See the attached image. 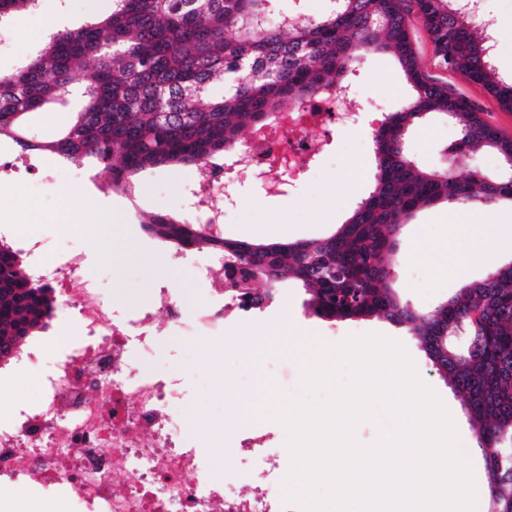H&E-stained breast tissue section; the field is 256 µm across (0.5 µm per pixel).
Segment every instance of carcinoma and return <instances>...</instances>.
Instances as JSON below:
<instances>
[{"label": "carcinoma", "instance_id": "1", "mask_svg": "<svg viewBox=\"0 0 512 512\" xmlns=\"http://www.w3.org/2000/svg\"><path fill=\"white\" fill-rule=\"evenodd\" d=\"M272 0H113L112 12L51 32L25 65L0 75V141L22 156L50 152L78 167L103 164L111 188L134 192L135 177L157 166L198 170L235 150L245 129L274 122L323 89L349 83L359 59L388 52L412 97L386 112L373 132L371 192L332 235L255 243L214 236L197 224L154 213L149 233L182 250L207 248L239 269L245 295L263 308L289 280L327 320L384 318L416 339L436 372L465 398V412L488 471L489 512H512V262L467 283L422 314L391 286L401 224L442 200L463 208L512 202V138L467 99L422 69L409 31L416 17L440 63L482 86L512 110V78L497 76L495 43L463 16V0H325L318 13H274ZM37 0H0V28ZM222 94L211 95L214 85ZM74 94L68 127L48 140L27 134L34 115ZM458 123L449 152L455 169L425 170L405 141L430 116ZM496 152L503 171L471 167ZM53 289L35 283L28 263L0 244V362L15 359L55 311Z\"/></svg>", "mask_w": 512, "mask_h": 512}]
</instances>
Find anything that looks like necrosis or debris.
Listing matches in <instances>:
<instances>
[{
    "mask_svg": "<svg viewBox=\"0 0 512 512\" xmlns=\"http://www.w3.org/2000/svg\"><path fill=\"white\" fill-rule=\"evenodd\" d=\"M350 90L319 92L287 122L254 130L242 152L247 164L275 171L280 157L292 166L318 164L326 134L364 129L362 113L343 109ZM233 159L213 172L195 175L192 215L206 232L224 230L216 205ZM31 274L54 289L85 332L78 345L55 355L38 384L36 405L18 406L12 422L0 423V476L20 481L40 475L43 483L66 486L85 512H286L279 485L242 495L235 479L212 481L194 449L184 447L187 418L179 384L134 372L131 345L149 346L158 337L207 336L224 321L217 305L188 319L173 293L156 294L151 308L116 318L95 289L81 258L60 260L28 243Z\"/></svg>",
    "mask_w": 512,
    "mask_h": 512,
    "instance_id": "necrosis-or-debris-1",
    "label": "necrosis or debris"
}]
</instances>
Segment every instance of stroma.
<instances>
[{"mask_svg":"<svg viewBox=\"0 0 512 512\" xmlns=\"http://www.w3.org/2000/svg\"><path fill=\"white\" fill-rule=\"evenodd\" d=\"M484 9L499 22L496 63L500 74L512 75V0H483ZM112 0H38L34 9L17 13L8 29L0 30V73L16 70L27 55L43 42L40 32L46 14L58 16V28H77L105 15ZM419 61L434 79L453 86L474 104L503 136L512 138V111L481 87L469 83L456 71L440 65L427 31L419 21L410 24ZM353 84L363 112L375 115L399 107L411 89L394 58L387 53H369L360 61ZM457 138L455 125L430 117L408 137L406 148L424 166L439 168L447 162V150ZM374 143L371 133L334 137L319 165L306 171L292 195L269 196L249 184L237 186L235 203L224 217L228 239L265 243L322 238L346 222L358 202L374 184ZM108 172L100 168L76 169L62 164L55 155L14 157L10 169L0 171V185H10L18 201L10 208L9 223H0V240L21 248L23 239L37 237L50 253L65 256L78 250L84 255L90 276L101 296L118 316L131 317L153 301L162 288L171 289L187 318H196L212 300L197 264L168 241L147 234L140 226L144 214L185 215L194 201V172L183 166L149 169L139 176L135 202L112 191ZM109 202L106 224L110 236L90 245L82 225L57 232L60 212L56 202L64 197L80 203L87 194ZM496 209L473 207L460 212L455 202H442L419 210L396 236L393 255L396 267L393 285L411 307L426 313L452 296L464 284L482 279L497 265L512 259V250L495 248L491 258L452 272L453 259L468 256L480 243L479 230L491 222ZM470 224L461 231L459 220ZM309 296L295 283L281 286L276 300L257 310L252 318L224 324L220 352L204 359L194 341L164 336L148 350L135 352V366L158 377L178 380L187 416L202 418L208 433L191 435L189 447L198 450L207 471L216 482L229 475L257 485L269 477L257 473L256 459L237 454L244 421L235 409L260 396L264 379H273L280 390L298 391L299 368L293 357L277 350L262 353L259 366H252L246 350L277 336L290 343L318 336L337 342L350 334L380 333L401 341L414 359L422 379L441 396L456 422L462 447L470 459L477 483V512H487L489 489L484 458L468 424L463 398L438 375L419 343L406 329L377 317L330 321L309 308ZM81 331L65 309H58L47 332L28 337L23 344L31 358L27 365H0V393L11 402L35 403L36 384L52 361L61 341L80 342Z\"/></svg>","mask_w":512,"mask_h":512,"instance_id":"stroma-1","label":"stroma"}]
</instances>
